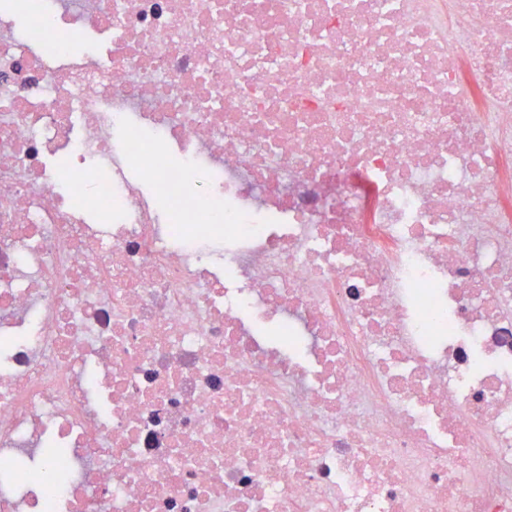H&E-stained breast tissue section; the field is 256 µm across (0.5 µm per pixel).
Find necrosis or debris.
<instances>
[{
	"instance_id": "obj_1",
	"label": "necrosis or debris",
	"mask_w": 512,
	"mask_h": 512,
	"mask_svg": "<svg viewBox=\"0 0 512 512\" xmlns=\"http://www.w3.org/2000/svg\"><path fill=\"white\" fill-rule=\"evenodd\" d=\"M0 512H512V0H0Z\"/></svg>"
}]
</instances>
